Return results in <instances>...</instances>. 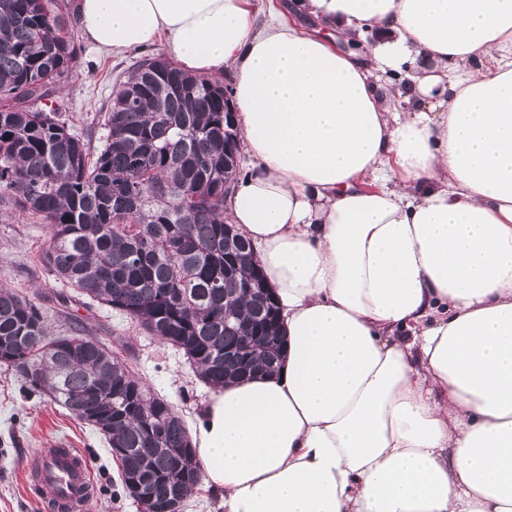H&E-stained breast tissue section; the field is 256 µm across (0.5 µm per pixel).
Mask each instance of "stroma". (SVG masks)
<instances>
[{
    "label": "stroma",
    "instance_id": "stroma-1",
    "mask_svg": "<svg viewBox=\"0 0 512 512\" xmlns=\"http://www.w3.org/2000/svg\"><path fill=\"white\" fill-rule=\"evenodd\" d=\"M78 57L65 87L53 100L64 108L71 132L99 148L101 116L124 80V73L141 53L164 55L163 45L147 51L103 54L75 33ZM50 236L47 225L16 212L0 201V279L23 295L39 294L49 313L54 335H66L68 322L80 320L88 334L110 347L128 343V362L135 376L153 392L173 402L184 419H192L209 394L182 354L148 335L138 322L105 306L88 307L75 301L67 314L56 311L54 293L61 283L38 255ZM84 452L92 470L95 493L87 512H138L136 503L121 492L120 470L103 438L43 392L33 390L14 370L0 365V512H47L29 480L31 460L38 449L61 441Z\"/></svg>",
    "mask_w": 512,
    "mask_h": 512
}]
</instances>
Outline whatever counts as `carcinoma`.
Segmentation results:
<instances>
[{
	"label": "carcinoma",
	"mask_w": 512,
	"mask_h": 512,
	"mask_svg": "<svg viewBox=\"0 0 512 512\" xmlns=\"http://www.w3.org/2000/svg\"><path fill=\"white\" fill-rule=\"evenodd\" d=\"M69 0H0V200L48 224L40 261L63 285L138 321L183 353L209 387L242 376L226 350L252 344V372L273 371L282 341L264 344L269 309L243 293L251 244L224 252V100L232 90L164 58L128 68L104 114L99 150L70 132L59 108L40 109L68 80L77 46ZM241 311L243 328L224 324ZM0 364L47 392L124 449L143 471L154 512H182L196 481H170L194 453L174 405L153 397L127 360L73 323L50 334L37 302L0 284Z\"/></svg>",
	"instance_id": "obj_1"
}]
</instances>
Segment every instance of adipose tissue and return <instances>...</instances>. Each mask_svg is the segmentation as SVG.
Wrapping results in <instances>:
<instances>
[{
    "label": "adipose tissue",
    "instance_id": "1",
    "mask_svg": "<svg viewBox=\"0 0 512 512\" xmlns=\"http://www.w3.org/2000/svg\"><path fill=\"white\" fill-rule=\"evenodd\" d=\"M296 6L377 42L260 25L250 0L78 3L96 51L161 42L233 78L248 164L224 217L286 347L203 402L204 485L224 512H512V0Z\"/></svg>",
    "mask_w": 512,
    "mask_h": 512
}]
</instances>
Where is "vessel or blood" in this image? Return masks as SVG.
Listing matches in <instances>:
<instances>
[{"instance_id": "b4317fda", "label": "vessel or blood", "mask_w": 512, "mask_h": 512, "mask_svg": "<svg viewBox=\"0 0 512 512\" xmlns=\"http://www.w3.org/2000/svg\"><path fill=\"white\" fill-rule=\"evenodd\" d=\"M35 487L55 512H85L93 483L80 449L62 444L40 449L36 456Z\"/></svg>"}]
</instances>
